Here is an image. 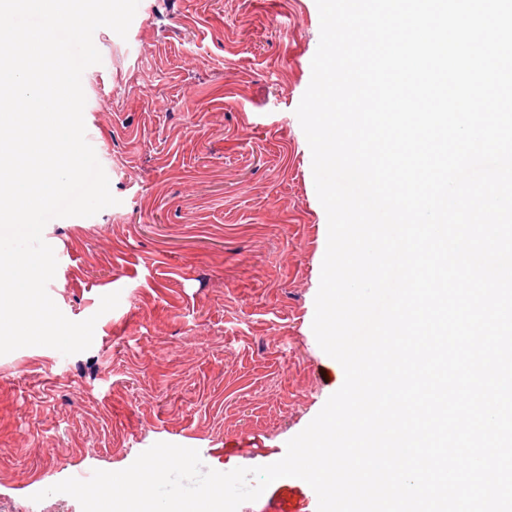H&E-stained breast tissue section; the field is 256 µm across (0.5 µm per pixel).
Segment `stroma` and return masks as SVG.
I'll return each mask as SVG.
<instances>
[{
	"instance_id": "stroma-1",
	"label": "stroma",
	"mask_w": 512,
	"mask_h": 512,
	"mask_svg": "<svg viewBox=\"0 0 512 512\" xmlns=\"http://www.w3.org/2000/svg\"><path fill=\"white\" fill-rule=\"evenodd\" d=\"M319 39L315 0H140L127 38L100 29L84 121L119 203L45 227L50 296L98 321L84 352L0 356V512H82L32 496L157 442L220 472L277 462L340 388L312 330L327 216L295 114ZM317 508L284 477L238 512Z\"/></svg>"
}]
</instances>
